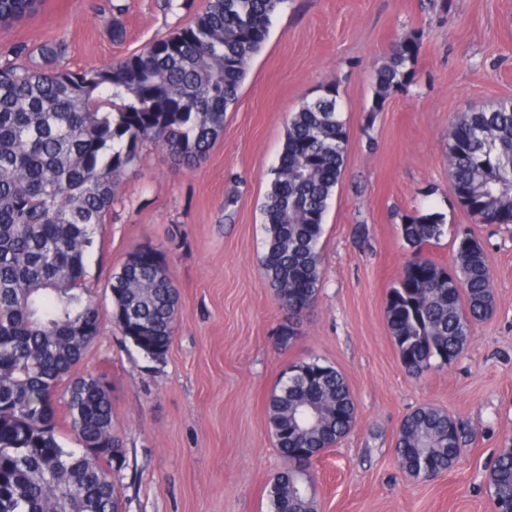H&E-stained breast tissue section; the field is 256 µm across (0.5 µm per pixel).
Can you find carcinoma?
<instances>
[{
	"label": "carcinoma",
	"instance_id": "1",
	"mask_svg": "<svg viewBox=\"0 0 512 512\" xmlns=\"http://www.w3.org/2000/svg\"><path fill=\"white\" fill-rule=\"evenodd\" d=\"M287 0H209L189 25L110 66L74 72L56 65L62 41L0 53V512H120L114 473L126 452L112 430L105 375L76 368L98 335L100 311L86 288L85 256L106 223L120 180L146 142L178 165L203 161L224 132L251 59ZM40 0H0V24L34 14ZM423 35L395 40L374 70L371 111L413 85ZM336 85L293 113L262 205L266 278L298 316L321 282L319 247L342 176L348 132ZM450 183L484 224H512V98L457 113L448 127ZM444 218L416 212L400 225L413 249L390 289L386 317L402 364L421 375L465 351L472 325L494 309L484 249L457 233L455 280L423 256ZM112 319L144 355L160 360L175 334L178 290L151 247L110 278ZM268 400V423L288 468L271 486V512H316L292 492L311 480L312 458L354 427L357 409L343 374L318 359L294 364ZM78 436L58 441V415ZM464 431L445 411L422 406L401 422L396 456L410 476L434 477L456 461ZM494 512H512V447L489 470Z\"/></svg>",
	"mask_w": 512,
	"mask_h": 512
}]
</instances>
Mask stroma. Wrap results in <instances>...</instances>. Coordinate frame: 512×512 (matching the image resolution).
<instances>
[{
  "instance_id": "1",
  "label": "stroma",
  "mask_w": 512,
  "mask_h": 512,
  "mask_svg": "<svg viewBox=\"0 0 512 512\" xmlns=\"http://www.w3.org/2000/svg\"><path fill=\"white\" fill-rule=\"evenodd\" d=\"M208 0H43L0 25V51L65 41L63 66L102 67L139 53L203 13ZM125 30L112 38L113 22ZM424 37L409 91L371 109L373 70L392 41ZM336 84L348 142L321 239L315 304L291 318L261 264L262 204L293 112ZM512 98V0H288L253 58L224 133L195 167L145 144L122 177L86 257L100 331L78 370L107 373L112 429L126 450L121 512H270L285 461L268 425L269 396L289 365L315 357L345 376L351 432L311 467L318 512H493L488 467L512 443V224H478L448 180L456 113ZM443 214L424 256L453 268L471 228L493 276L495 310L463 356L415 376L390 336L386 304L412 251L403 216ZM159 250L179 290L163 360L112 321L110 275L134 249ZM295 337L282 344L284 327ZM446 409L468 438L455 465L414 479L395 458L402 419Z\"/></svg>"
}]
</instances>
